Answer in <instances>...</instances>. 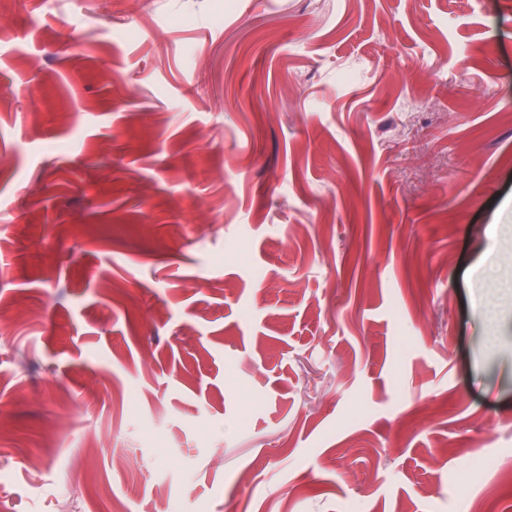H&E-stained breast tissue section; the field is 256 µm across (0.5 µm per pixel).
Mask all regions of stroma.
<instances>
[{
  "label": "stroma",
  "instance_id": "35a3bbf8",
  "mask_svg": "<svg viewBox=\"0 0 512 512\" xmlns=\"http://www.w3.org/2000/svg\"><path fill=\"white\" fill-rule=\"evenodd\" d=\"M0 512H512V0H0Z\"/></svg>",
  "mask_w": 512,
  "mask_h": 512
}]
</instances>
